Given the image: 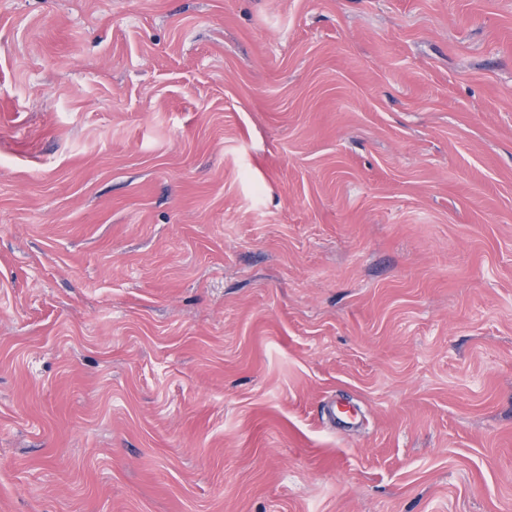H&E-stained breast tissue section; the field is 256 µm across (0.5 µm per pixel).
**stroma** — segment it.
<instances>
[{
	"mask_svg": "<svg viewBox=\"0 0 512 512\" xmlns=\"http://www.w3.org/2000/svg\"><path fill=\"white\" fill-rule=\"evenodd\" d=\"M0 512H512V0H0Z\"/></svg>",
	"mask_w": 512,
	"mask_h": 512,
	"instance_id": "1",
	"label": "stroma"
}]
</instances>
